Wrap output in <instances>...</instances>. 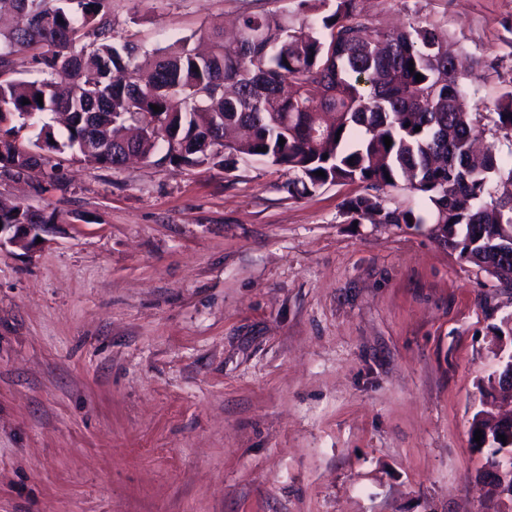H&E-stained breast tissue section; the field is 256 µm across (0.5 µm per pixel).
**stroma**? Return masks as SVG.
Segmentation results:
<instances>
[{
    "label": "stroma",
    "mask_w": 512,
    "mask_h": 512,
    "mask_svg": "<svg viewBox=\"0 0 512 512\" xmlns=\"http://www.w3.org/2000/svg\"><path fill=\"white\" fill-rule=\"evenodd\" d=\"M298 0H109L151 50ZM437 22L512 87V0H362ZM255 161L53 155L0 198L52 213L0 247V512H504L469 427L512 288L426 228L348 224L360 185L288 194Z\"/></svg>",
    "instance_id": "35a3bbf8"
}]
</instances>
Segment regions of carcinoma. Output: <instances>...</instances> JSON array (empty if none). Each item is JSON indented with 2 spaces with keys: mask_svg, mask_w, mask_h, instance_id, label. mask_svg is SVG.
<instances>
[{
  "mask_svg": "<svg viewBox=\"0 0 512 512\" xmlns=\"http://www.w3.org/2000/svg\"><path fill=\"white\" fill-rule=\"evenodd\" d=\"M326 2L299 0L297 14H320L316 28L282 13H245L236 32L211 34L212 50L199 55L186 38L152 51L130 39L114 44L108 0H0V13L15 19L0 30V174L28 178L52 153L103 168L130 155L150 159L161 140L152 118L162 115V160L178 167L261 159L293 175L292 196L327 184L391 190L405 177L429 218L359 195L345 203L346 222L428 223L460 259L511 285L512 167L504 169L493 145L474 150L469 96L483 63L474 60L462 81L430 21L390 32L365 16L361 0H333L329 10ZM21 51L32 52L38 78H6ZM482 105L495 132L512 141V90ZM46 112L66 116L65 138L44 124L20 142L19 131ZM0 223L56 219L1 198Z\"/></svg>",
  "mask_w": 512,
  "mask_h": 512,
  "instance_id": "carcinoma-1",
  "label": "carcinoma"
}]
</instances>
